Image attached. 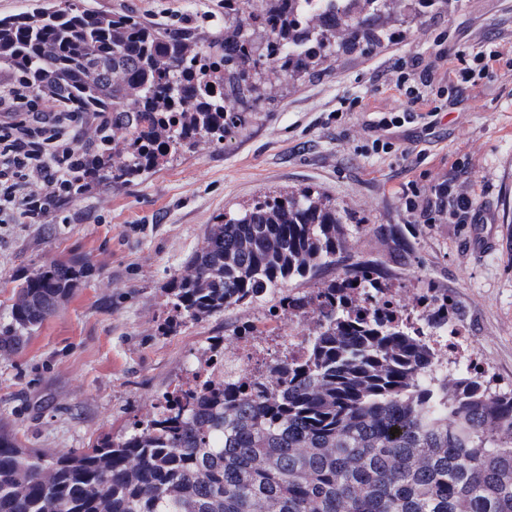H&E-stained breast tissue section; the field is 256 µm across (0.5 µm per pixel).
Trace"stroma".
Masks as SVG:
<instances>
[{
    "label": "stroma",
    "instance_id": "stroma-1",
    "mask_svg": "<svg viewBox=\"0 0 512 512\" xmlns=\"http://www.w3.org/2000/svg\"><path fill=\"white\" fill-rule=\"evenodd\" d=\"M84 2L205 37L224 30V0ZM490 44L504 63L462 81L460 69ZM441 45L465 50V60L437 58ZM428 66L433 110L407 115L397 84ZM441 183L451 194L428 209ZM304 188L354 217L350 254L384 261L406 307L423 282L447 289L469 349L494 385L512 388V0H456L371 51L340 55L325 75L277 81L270 112L247 135L63 203L47 222L53 236L24 217L0 229V336L14 326L16 280L55 260L91 266L21 349L0 353V424L26 447L56 454L129 434L190 379L210 337L248 316L162 330L174 315L167 285L208 225L263 195ZM467 196L474 204L463 215L457 201ZM386 224L409 225L408 264L381 236Z\"/></svg>",
    "mask_w": 512,
    "mask_h": 512
}]
</instances>
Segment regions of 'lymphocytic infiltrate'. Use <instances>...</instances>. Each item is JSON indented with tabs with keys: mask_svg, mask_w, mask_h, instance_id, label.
I'll list each match as a JSON object with an SVG mask.
<instances>
[{
	"mask_svg": "<svg viewBox=\"0 0 512 512\" xmlns=\"http://www.w3.org/2000/svg\"><path fill=\"white\" fill-rule=\"evenodd\" d=\"M94 112H67L34 94L20 76L0 82V224L43 218L72 190L68 172L84 147ZM47 191L35 193L34 183Z\"/></svg>",
	"mask_w": 512,
	"mask_h": 512,
	"instance_id": "obj_1",
	"label": "lymphocytic infiltrate"
}]
</instances>
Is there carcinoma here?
Returning <instances> with one entry per match:
<instances>
[{
	"instance_id": "carcinoma-1",
	"label": "carcinoma",
	"mask_w": 512,
	"mask_h": 512,
	"mask_svg": "<svg viewBox=\"0 0 512 512\" xmlns=\"http://www.w3.org/2000/svg\"><path fill=\"white\" fill-rule=\"evenodd\" d=\"M224 0V34L102 14L78 0L0 19V67L72 112H103L70 169L75 195L127 185L160 162L246 132L274 101L270 75L299 80L340 53L390 41L404 0ZM383 236L409 258L406 225ZM347 227L308 190L266 195L210 225L167 288L183 319L281 311L313 328L262 371L224 367L213 336L192 381L117 440L52 456L0 426V512H512V389L440 371L430 337L448 329V291L418 306L388 291L390 269L358 260L313 292L292 287L342 262ZM90 264L33 270L14 286L18 330L58 310ZM399 429L392 435L390 431Z\"/></svg>"
}]
</instances>
